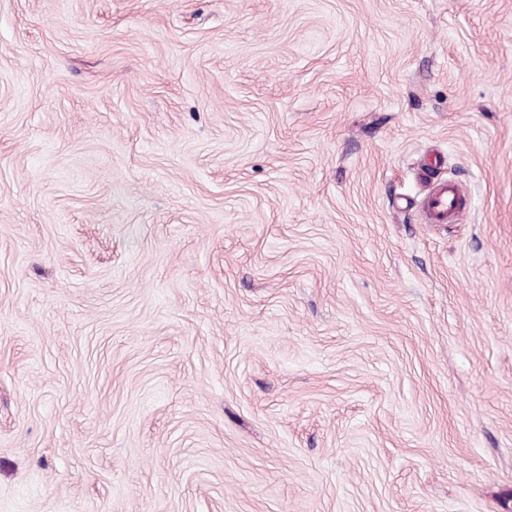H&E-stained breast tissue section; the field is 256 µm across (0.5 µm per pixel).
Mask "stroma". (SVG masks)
<instances>
[{
  "label": "stroma",
  "mask_w": 512,
  "mask_h": 512,
  "mask_svg": "<svg viewBox=\"0 0 512 512\" xmlns=\"http://www.w3.org/2000/svg\"><path fill=\"white\" fill-rule=\"evenodd\" d=\"M0 512H512V0H0ZM431 188L420 202L421 209L431 224H449L457 220L465 207L460 188L452 181L430 182Z\"/></svg>",
  "instance_id": "stroma-1"
}]
</instances>
